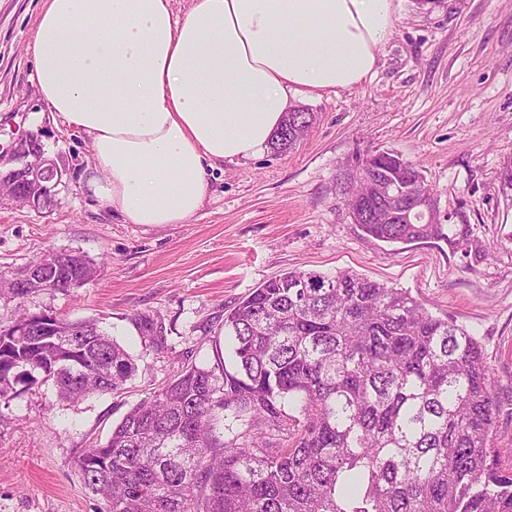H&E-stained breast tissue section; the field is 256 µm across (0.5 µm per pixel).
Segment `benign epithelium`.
<instances>
[{"label":"benign epithelium","mask_w":512,"mask_h":512,"mask_svg":"<svg viewBox=\"0 0 512 512\" xmlns=\"http://www.w3.org/2000/svg\"><path fill=\"white\" fill-rule=\"evenodd\" d=\"M12 166L0 174V180L14 181L16 202L34 209L45 207L44 199L55 196L63 171L54 159L42 148L33 146L30 137L18 139L10 149ZM435 204L428 198L416 199L410 207L409 216L431 223Z\"/></svg>","instance_id":"benign-epithelium-1"}]
</instances>
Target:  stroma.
<instances>
[{"label":"stroma","instance_id":"obj_1","mask_svg":"<svg viewBox=\"0 0 512 512\" xmlns=\"http://www.w3.org/2000/svg\"><path fill=\"white\" fill-rule=\"evenodd\" d=\"M44 0H0V152L34 135L65 173L56 204L0 200V270L57 250L98 266L82 287L0 303V326L19 309L99 320L137 359L125 390L75 406L47 385L0 407V512H103L74 468L85 448L183 366L213 363L224 310L292 269L352 270L408 290L484 346L501 402L495 438L512 448V0H392L394 32L362 84L298 97L315 121L290 152L228 162L185 224H127L85 194L90 138L38 120L31 42ZM392 150L419 165L442 224H463L482 259L442 242L388 244L352 224L335 190L356 154ZM163 326L145 350L137 316Z\"/></svg>","mask_w":512,"mask_h":512}]
</instances>
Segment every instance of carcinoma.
Masks as SVG:
<instances>
[{
  "label": "carcinoma",
  "instance_id": "cac0c4a2",
  "mask_svg": "<svg viewBox=\"0 0 512 512\" xmlns=\"http://www.w3.org/2000/svg\"><path fill=\"white\" fill-rule=\"evenodd\" d=\"M314 113L290 111L271 142L297 144ZM395 164L373 150L336 174L368 236L442 241L469 251L466 226L390 218L376 187ZM409 199L431 195L407 163ZM79 288L97 267L52 251L0 270V299ZM151 348L153 318L138 317ZM228 356L183 367L133 405L104 444L74 461L105 512H512V469L499 465V411L482 344L410 292L348 270H292L224 309ZM137 370L95 319L24 312L0 328V405L19 384L49 383L63 403L118 393Z\"/></svg>",
  "mask_w": 512,
  "mask_h": 512
}]
</instances>
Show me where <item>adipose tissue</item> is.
<instances>
[{"mask_svg":"<svg viewBox=\"0 0 512 512\" xmlns=\"http://www.w3.org/2000/svg\"><path fill=\"white\" fill-rule=\"evenodd\" d=\"M393 31L391 0H46L33 80L91 140L88 194L184 224L221 164L264 153L292 93L360 84Z\"/></svg>","mask_w":512,"mask_h":512,"instance_id":"ef3b65f1","label":"adipose tissue"}]
</instances>
